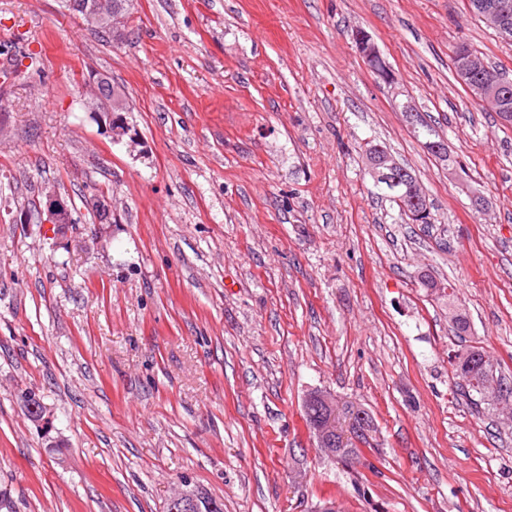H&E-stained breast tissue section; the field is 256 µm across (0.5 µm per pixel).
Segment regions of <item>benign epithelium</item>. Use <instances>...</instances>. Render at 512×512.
I'll list each match as a JSON object with an SVG mask.
<instances>
[{
  "label": "benign epithelium",
  "instance_id": "obj_1",
  "mask_svg": "<svg viewBox=\"0 0 512 512\" xmlns=\"http://www.w3.org/2000/svg\"><path fill=\"white\" fill-rule=\"evenodd\" d=\"M483 19L487 25L494 28L498 34L507 39L512 35V0H498L486 6ZM108 22V29L113 36L122 35L126 16L119 10L112 8V0H92L89 8L85 10L84 21L90 27H96L102 21ZM456 74L459 81L469 89L473 97L481 100L488 96L500 98L502 106L499 108L501 119L506 124L512 123V108L507 106V100L512 97V86L501 84L497 87H488L479 81V71L483 66L480 56L466 50L454 55ZM86 88L90 91L89 108L92 112H99L108 121L107 129L113 138L119 139L126 133V127L120 118L112 116V108L106 104L103 93L112 92V84L107 79L91 75L86 79ZM47 212L49 222L53 224L72 223L71 210L67 203L51 193L47 195ZM311 396L316 398L321 406L319 415L310 419L307 426L310 437L325 454L336 456L337 449L348 448L355 441L358 432V419L363 414L355 412L345 413L340 418L341 405L328 392L314 391ZM202 504L197 494L183 488L171 496L166 505V512H200Z\"/></svg>",
  "mask_w": 512,
  "mask_h": 512
}]
</instances>
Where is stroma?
<instances>
[{
    "label": "stroma",
    "mask_w": 512,
    "mask_h": 512,
    "mask_svg": "<svg viewBox=\"0 0 512 512\" xmlns=\"http://www.w3.org/2000/svg\"><path fill=\"white\" fill-rule=\"evenodd\" d=\"M461 41L512 78L469 0H134L120 41L0 0V512H164L185 478L224 512H512V422L450 363L453 302L512 385V125L457 79ZM370 141L435 223L379 195ZM316 390L371 417L354 464L309 437ZM86 88L90 91L89 108L92 112H103L100 113L102 117H105L108 121L107 129L113 139L119 140L126 133V127L117 116L112 118V108L106 104L103 97V93H110L112 95V84H110L106 78L96 77V75H90L86 79ZM388 149L385 147V146H382L380 144H369L367 145V148L365 150V155H366V159H367V166H368V174L371 176L372 180H373V184H374V187L377 188L378 190H386L390 193V195H393L392 198H393V202H395L399 208V211H400V208H401V211L403 213H406L407 215H409L411 218L413 219H417L419 218L421 215L425 214L424 212H419V206L417 205L418 202H419V198H416V197H413L410 199V201H406V202H402L401 200H398V203L397 201L395 200V196H399V195H402V194H405L406 196H411L410 194V189L412 187H416L418 188V190H420V193H422L425 197V199L427 198V202H428V206H429V211L421 216L420 219L421 222L419 223H416V224H432L433 223V214L431 212V210L433 209V203L431 201H429V198L426 197V194L423 192V190L420 188V186L418 185L415 177L413 176L412 172L410 169H408L406 166L404 165H398V162L395 161V159L391 156H387V157H384L380 163V167H379V174H381L380 176H388L390 171L396 169L398 166V176H399V179L397 182H394V183H389L387 181H383L381 179L379 180H376L372 175H371V171L377 167V154L379 153H385L387 152ZM401 171H403V173H401ZM400 207H399V205ZM400 211V212H401ZM409 216L408 219H411Z\"/></svg>",
    "instance_id": "stroma-1"
}]
</instances>
